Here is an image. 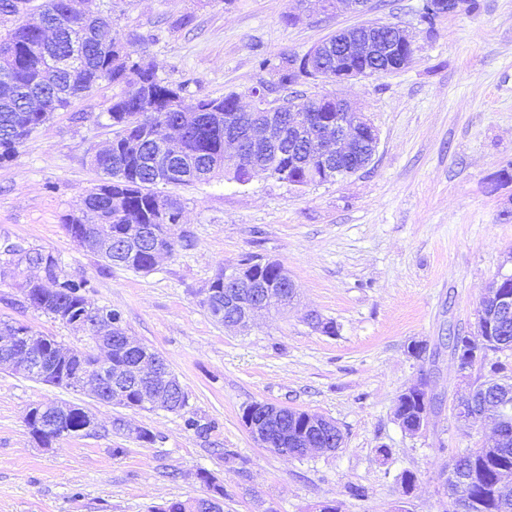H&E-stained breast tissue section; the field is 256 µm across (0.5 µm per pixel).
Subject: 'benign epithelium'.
Listing matches in <instances>:
<instances>
[{
  "label": "benign epithelium",
  "mask_w": 512,
  "mask_h": 512,
  "mask_svg": "<svg viewBox=\"0 0 512 512\" xmlns=\"http://www.w3.org/2000/svg\"><path fill=\"white\" fill-rule=\"evenodd\" d=\"M431 9L438 14L452 15L467 11V0H430ZM381 25H360L344 29L336 33V70H319L318 76L336 83L359 80L364 75L358 71L343 68V62L352 56L371 57L375 59L376 68L372 74L382 75L408 67L414 60V43L406 29L397 23L388 27L389 34L381 38L378 31ZM257 104L254 113L245 125V131L236 127L224 128V143L235 149L238 157L251 155L267 144H274L281 135V119L279 107H269L263 102V94L256 95ZM335 107L336 120L327 121L316 112H307L302 117V123L297 126L298 134L307 139V150L320 157L329 179L336 176L353 174L365 168L375 155L379 136L369 119L356 106L343 98L331 99ZM162 139L159 142L158 161L168 164L176 155L181 132L169 123L160 125ZM512 282V268L497 274L488 289L476 314L474 332L466 335H456L448 343V348L457 364L458 371L465 377L471 376V371L479 367L486 368L487 335L499 331L512 320V294L502 291L503 285ZM293 292H284L274 285L260 283L254 280L248 267L239 264L224 267V312L228 318L224 323L245 329L255 315L268 310L273 305L288 303ZM109 321V312L102 309H89L79 327L85 334L95 333L91 337L94 346L102 344L104 337L96 335L99 329ZM37 336L19 332L15 336H0V346L3 353L0 359L12 364L19 372L36 376L40 374L38 364L39 352L36 344ZM66 360L92 359V364L86 367V373L81 375V383L89 386L94 396L119 383L128 376L124 368L116 366L106 355L93 351L73 349L62 352ZM136 389L140 392L143 403L157 406L160 401L156 390L164 387L172 392L182 391L177 377L167 367H162L155 358L143 357L138 364V376L134 379ZM421 392L418 397L420 410L415 423L408 424L403 418H398L402 428L416 434L426 426L431 401L423 384L414 386ZM512 410V377L494 373L478 376L469 385L467 394L458 399L455 404V414L462 419L482 418L493 429L495 441L505 443L500 436L499 424ZM288 408L264 402L257 414L248 416L245 426L252 437L264 447L271 446L269 435L277 432L280 442L300 443L304 453L315 451V440L307 436L312 429L319 435H335L334 422L320 414L306 415V431L291 432L288 429L285 416ZM195 512H223V498L208 494L193 502Z\"/></svg>",
  "instance_id": "7a95c632"
}]
</instances>
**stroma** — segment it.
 Returning <instances> with one entry per match:
<instances>
[{
  "instance_id": "stroma-1",
  "label": "stroma",
  "mask_w": 512,
  "mask_h": 512,
  "mask_svg": "<svg viewBox=\"0 0 512 512\" xmlns=\"http://www.w3.org/2000/svg\"><path fill=\"white\" fill-rule=\"evenodd\" d=\"M112 35L138 50L186 105L235 92L250 105L268 81L261 54H304L360 23L403 25L417 47L400 71L336 84L297 85L299 95L339 96L366 113L377 151L357 173L302 189L263 174L167 187L184 203L178 245L153 271L106 267L66 233L101 175L92 154L113 134L101 83L57 112L0 165V320L21 322L65 348H90L82 331L25 304L36 267L8 265V248L55 255L64 275L88 279L92 305L119 309L131 336L162 356L203 427L181 415L100 403L89 391L45 385L0 366V512H158L224 487V512H445L441 473L469 448H489L490 425L455 417L467 390L448 338L473 331L491 281L512 255V0H481L434 33L422 0H103ZM253 255L281 263L295 284L285 307L248 328L215 322L203 292L224 266ZM336 324L335 335L312 316ZM423 346L421 354L410 351ZM433 398L421 433L395 416L406 388ZM261 401L336 422L343 445L300 458L262 447L242 415ZM90 409L89 436L38 445L25 423L38 403ZM150 432L116 433L115 419ZM417 482L403 494L400 476Z\"/></svg>"
}]
</instances>
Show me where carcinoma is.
Returning a JSON list of instances; mask_svg holds the SVG:
<instances>
[{
  "instance_id": "obj_1",
  "label": "carcinoma",
  "mask_w": 512,
  "mask_h": 512,
  "mask_svg": "<svg viewBox=\"0 0 512 512\" xmlns=\"http://www.w3.org/2000/svg\"><path fill=\"white\" fill-rule=\"evenodd\" d=\"M0 0V17L14 18V25L0 34V162L13 160L24 141L50 117L68 109L80 94L102 82L118 88L108 108L111 126L115 127L112 149L93 158L95 168L103 174L93 196L88 198L89 212L78 210L62 218L66 233L74 238L105 235L117 240L129 234L136 239L135 250H116L103 259L106 266H122L136 272H148L154 266L153 249L159 237L167 235L166 226L179 224L183 203L177 197L157 189L159 185L178 186L207 182L219 174L245 183L262 172L290 184L303 187L323 183L326 172L319 161L303 159L297 163L288 154V138L260 153L252 165L225 154L224 126L245 119L246 110L235 94L222 98H203L195 105H183V87L174 88L158 78L152 64L138 53L113 41L104 40L112 32V21L102 11L90 10L79 18L73 14L71 0H43L33 16H20L17 2ZM82 41L83 68L72 72L49 68L45 54H67L73 39ZM315 46L302 56L280 54L261 56L257 67L269 73L277 88L287 91L302 77L316 78L307 70L308 58L319 54ZM179 122L185 130L184 148L176 163L165 170L156 166L157 143L151 127L160 119ZM11 264L24 263L43 268L44 277L53 284L26 280L19 284L29 305L60 322L71 320L92 308L87 294L90 282L64 275L58 260L50 253L10 251ZM281 264L267 262L254 266L253 276L263 282L279 280ZM214 293L207 309L219 323H224V274L214 279ZM122 313L112 310V361L125 367L135 364L148 347L133 353L123 350L117 336ZM45 369L49 375L41 382L76 387L80 367L72 363L62 375L55 368L51 352L44 349ZM86 418L77 409L68 414L45 404L41 419L28 422L29 432L42 447L68 436H82ZM507 447L470 448L458 455L469 479L465 488L473 499L474 512H502L493 493L498 474L512 468V425L505 429Z\"/></svg>"
}]
</instances>
